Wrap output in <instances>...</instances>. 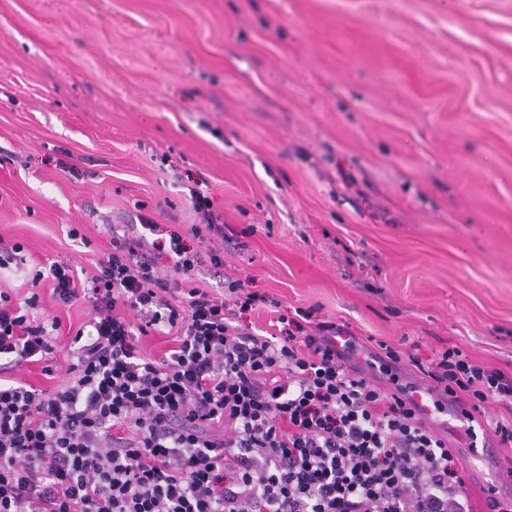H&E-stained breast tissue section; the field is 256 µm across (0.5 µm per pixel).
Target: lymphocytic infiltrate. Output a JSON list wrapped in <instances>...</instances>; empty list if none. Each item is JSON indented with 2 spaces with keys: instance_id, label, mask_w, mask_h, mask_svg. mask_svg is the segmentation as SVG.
I'll list each match as a JSON object with an SVG mask.
<instances>
[{
  "instance_id": "obj_1",
  "label": "lymphocytic infiltrate",
  "mask_w": 512,
  "mask_h": 512,
  "mask_svg": "<svg viewBox=\"0 0 512 512\" xmlns=\"http://www.w3.org/2000/svg\"><path fill=\"white\" fill-rule=\"evenodd\" d=\"M189 196L202 221L183 231L142 213L97 246L70 225L96 252L88 282L43 261L28 297L0 290V375L66 366L52 389L0 382V512H475L447 437L373 373L398 351L380 340L355 361L300 307L261 332L253 314L278 300L225 273L224 221L202 181ZM47 297L89 306L68 345ZM156 336L167 348L146 353ZM426 375L512 446V375L457 347Z\"/></svg>"
}]
</instances>
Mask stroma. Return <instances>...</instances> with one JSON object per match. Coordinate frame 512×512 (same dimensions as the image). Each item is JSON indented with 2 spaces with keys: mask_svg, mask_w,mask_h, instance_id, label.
Returning <instances> with one entry per match:
<instances>
[{
  "mask_svg": "<svg viewBox=\"0 0 512 512\" xmlns=\"http://www.w3.org/2000/svg\"><path fill=\"white\" fill-rule=\"evenodd\" d=\"M190 173L226 269L393 345L400 383L454 346L512 374V0H0V289L90 277L68 225L198 223ZM465 426L499 484L512 447Z\"/></svg>",
  "mask_w": 512,
  "mask_h": 512,
  "instance_id": "35a3bbf8",
  "label": "stroma"
}]
</instances>
